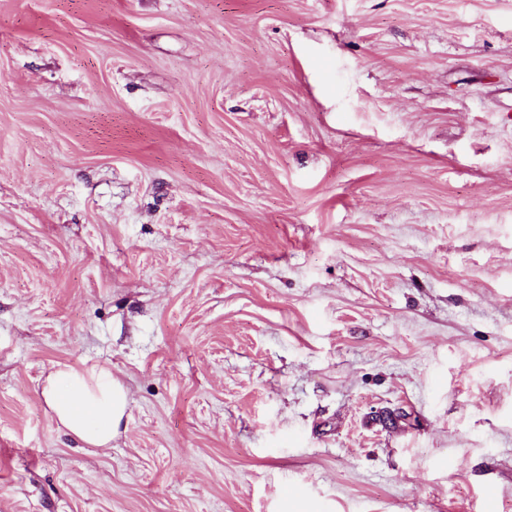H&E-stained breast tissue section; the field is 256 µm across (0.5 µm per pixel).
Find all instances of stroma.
Returning <instances> with one entry per match:
<instances>
[{
    "mask_svg": "<svg viewBox=\"0 0 512 512\" xmlns=\"http://www.w3.org/2000/svg\"><path fill=\"white\" fill-rule=\"evenodd\" d=\"M64 365L127 387L111 447L46 404ZM488 487L512 512V0H0V512Z\"/></svg>",
    "mask_w": 512,
    "mask_h": 512,
    "instance_id": "35a3bbf8",
    "label": "stroma"
}]
</instances>
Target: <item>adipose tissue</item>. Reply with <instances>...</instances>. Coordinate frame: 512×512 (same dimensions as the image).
Here are the masks:
<instances>
[{"label":"adipose tissue","instance_id":"ef3b65f1","mask_svg":"<svg viewBox=\"0 0 512 512\" xmlns=\"http://www.w3.org/2000/svg\"><path fill=\"white\" fill-rule=\"evenodd\" d=\"M42 395L64 428L83 444L104 448L127 414L129 392L105 368L65 366L51 374Z\"/></svg>","mask_w":512,"mask_h":512}]
</instances>
